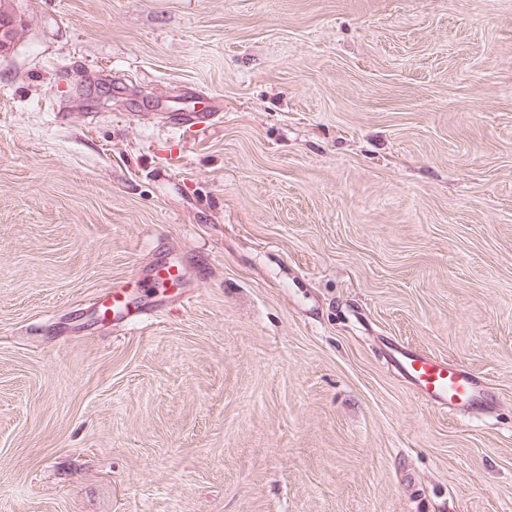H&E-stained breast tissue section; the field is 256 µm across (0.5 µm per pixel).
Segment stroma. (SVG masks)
<instances>
[{"label": "stroma", "mask_w": 512, "mask_h": 512, "mask_svg": "<svg viewBox=\"0 0 512 512\" xmlns=\"http://www.w3.org/2000/svg\"><path fill=\"white\" fill-rule=\"evenodd\" d=\"M0 7V512H512V0ZM125 288L126 283L121 285L120 283H116L112 287V303L109 306H104V312L106 314L107 311H112V320L121 321L126 318V321L131 323L137 321L141 313H137L134 315L129 314V310L127 308V304L125 301ZM386 355L391 366L427 405L476 417L488 404L490 396L485 381L464 366L392 343Z\"/></svg>", "instance_id": "obj_1"}]
</instances>
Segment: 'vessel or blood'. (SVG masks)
Returning <instances> with one entry per match:
<instances>
[{
    "label": "vessel or blood",
    "mask_w": 512,
    "mask_h": 512,
    "mask_svg": "<svg viewBox=\"0 0 512 512\" xmlns=\"http://www.w3.org/2000/svg\"><path fill=\"white\" fill-rule=\"evenodd\" d=\"M386 355L425 404L475 417L490 399L484 380L464 366L398 344L389 345Z\"/></svg>",
    "instance_id": "obj_1"
}]
</instances>
